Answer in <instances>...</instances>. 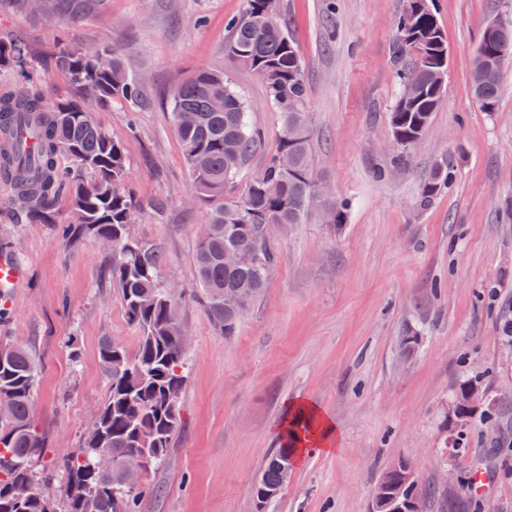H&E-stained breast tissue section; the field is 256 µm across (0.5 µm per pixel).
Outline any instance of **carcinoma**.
Listing matches in <instances>:
<instances>
[{
    "label": "carcinoma",
    "instance_id": "cac0c4a2",
    "mask_svg": "<svg viewBox=\"0 0 512 512\" xmlns=\"http://www.w3.org/2000/svg\"><path fill=\"white\" fill-rule=\"evenodd\" d=\"M229 26L228 53L264 80L282 115L276 152L241 196L227 194L259 139L243 97L223 74L200 70L174 89L170 102L173 132L195 189L193 203L209 208L195 250L200 298L226 338L237 335L246 306L266 288L267 269L278 263L270 226L304 224L319 205L305 71L276 0H247L244 14ZM393 54L399 82L416 83L414 94L399 96L389 115L393 163L403 165L444 91L436 85V71L448 70V43L428 0H402ZM29 57L26 46L0 39V73L23 67ZM511 58V27L501 37H480L470 86L482 111L497 109L500 67ZM52 64L68 77L77 98L48 102L21 85L0 92V171L31 222L47 225L71 246L90 238L112 240V283L138 332L137 348L131 354L112 339L103 340L100 362L111 387L91 430L75 455L36 472L32 461L45 448L34 419L39 360L30 346L0 342V405L8 407L0 416V512H57V500L40 494L44 486L64 492V512H135L143 486L123 484L117 471L99 470L96 459L105 453L119 464L141 454L150 466L165 459L180 422L188 347L181 340L177 301L161 277L164 255L131 233L137 201L126 188L125 148L91 119L89 105H135L143 99V83L105 46L63 48ZM217 98L224 102L218 111ZM446 187L448 168H439L425 183L420 203ZM63 194L64 218L56 208ZM487 419L496 430L495 447L511 448L503 412ZM292 456L293 449L284 447L267 458L255 484L257 496L280 491ZM15 483L30 484L32 494L17 499L11 492Z\"/></svg>",
    "mask_w": 512,
    "mask_h": 512
}]
</instances>
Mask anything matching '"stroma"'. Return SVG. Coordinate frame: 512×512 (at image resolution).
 <instances>
[{
    "mask_svg": "<svg viewBox=\"0 0 512 512\" xmlns=\"http://www.w3.org/2000/svg\"><path fill=\"white\" fill-rule=\"evenodd\" d=\"M448 42V78L406 165L392 162L389 114L400 85L393 61L400 0H278L308 83L314 171L347 204L342 226L311 216L271 228L279 263L224 338L194 297L196 239L207 221L172 131V89L206 69L224 74L262 134L238 187L274 154L282 117L263 80L224 51L246 0H96L48 16L0 0V38L30 47L17 77L48 100L75 98L46 61L63 47L107 42L143 78L135 108H92L126 151L127 184L141 205L135 237L165 256L190 336L180 427L166 459L141 479L138 512H370L392 464L411 462L433 486L428 512H512V448L491 445L485 415L512 404V64L496 112L475 102L469 74L486 22L512 25V0H432ZM448 187L420 206L438 166ZM0 183V240L25 270L0 337L34 346V392L46 451L34 468L72 454L110 386L103 337L135 349L103 246H70L32 223ZM417 335L410 357L402 337ZM77 337L80 358L66 346ZM473 379L474 418L454 394ZM306 401L340 432L332 453L310 452L279 495L258 502L256 478L284 445L288 409ZM456 484H444L442 471ZM482 489H473L474 479Z\"/></svg>",
    "mask_w": 512,
    "mask_h": 512,
    "instance_id": "obj_1",
    "label": "stroma"
}]
</instances>
